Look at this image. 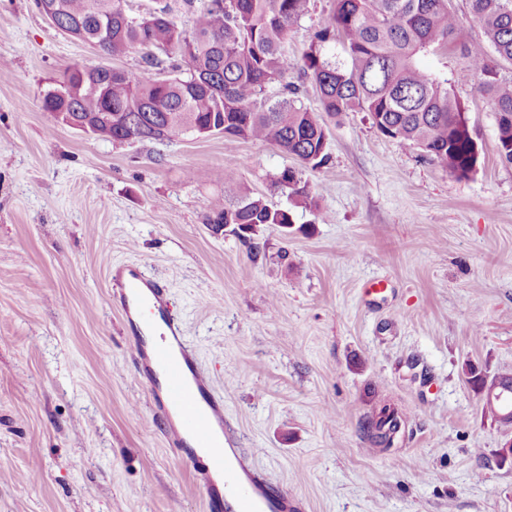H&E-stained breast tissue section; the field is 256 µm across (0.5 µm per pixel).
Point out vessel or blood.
<instances>
[{
  "instance_id": "1",
  "label": "vessel or blood",
  "mask_w": 512,
  "mask_h": 512,
  "mask_svg": "<svg viewBox=\"0 0 512 512\" xmlns=\"http://www.w3.org/2000/svg\"><path fill=\"white\" fill-rule=\"evenodd\" d=\"M118 293L110 303L133 338L134 366L148 386L153 408L166 425L173 454L199 468L207 512H300V501L268 483L236 448L227 431L224 400L199 367L180 322L172 318L166 288L137 265L110 269Z\"/></svg>"
}]
</instances>
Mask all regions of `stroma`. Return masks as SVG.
Returning a JSON list of instances; mask_svg holds the SVG:
<instances>
[{
  "mask_svg": "<svg viewBox=\"0 0 512 512\" xmlns=\"http://www.w3.org/2000/svg\"><path fill=\"white\" fill-rule=\"evenodd\" d=\"M448 6L454 41L420 65L459 98L476 172L346 112L302 175L317 211L247 243L207 222L225 180L282 205L271 179L293 158L220 134L115 147L58 121L41 96L66 68L138 73L142 52L105 56L35 0H0V512H206L108 302L124 263L167 285L240 446L306 512H512V427L465 373H512V164L463 53L484 30L468 0ZM332 9L310 0L289 58ZM385 401L407 416L389 449L366 432Z\"/></svg>",
  "mask_w": 512,
  "mask_h": 512,
  "instance_id": "stroma-1",
  "label": "stroma"
}]
</instances>
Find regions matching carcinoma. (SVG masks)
Instances as JSON below:
<instances>
[{"label":"carcinoma","mask_w":512,"mask_h":512,"mask_svg":"<svg viewBox=\"0 0 512 512\" xmlns=\"http://www.w3.org/2000/svg\"><path fill=\"white\" fill-rule=\"evenodd\" d=\"M147 16L133 15L124 0H43L45 15L60 21L69 37L114 56L145 51L149 70L139 74L114 68L75 65L45 91L44 110L73 116V128L102 137L114 146L171 141L224 126L228 139L258 141L291 156L299 168H285L273 186L295 207L317 209L304 169L328 160L326 124L298 105L300 89L287 81L293 61L282 44L309 0H201L187 28L169 15L170 0H153ZM328 25L317 31L302 56L301 69L318 94L322 112H366L372 125L404 147L424 153L458 179L477 170L479 147L460 101L448 80L417 64L424 53L452 43L457 18L448 0H333ZM486 42L464 48L480 74V92L492 106L497 151L512 163V78L498 77L512 66V0H469ZM339 42L343 60L327 55ZM177 58L164 77L150 72L158 54ZM281 85L280 96L266 95ZM224 209L208 218L216 226L238 225L255 232L258 224L283 230L293 224L291 209L276 207L229 181ZM469 382L483 394V407L503 424H512V374L486 379L471 369ZM403 413L386 403L368 422L371 441L393 445Z\"/></svg>","instance_id":"cac0c4a2"}]
</instances>
